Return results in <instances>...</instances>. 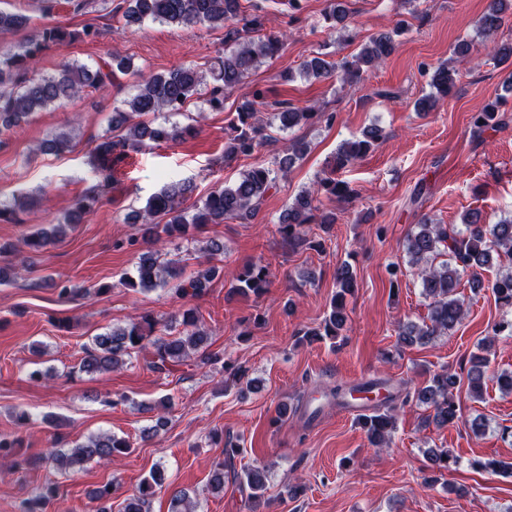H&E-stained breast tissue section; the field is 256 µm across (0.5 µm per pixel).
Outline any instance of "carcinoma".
I'll use <instances>...</instances> for the list:
<instances>
[{
	"mask_svg": "<svg viewBox=\"0 0 512 512\" xmlns=\"http://www.w3.org/2000/svg\"><path fill=\"white\" fill-rule=\"evenodd\" d=\"M506 0H490L487 11L479 20V26L489 42L491 50L500 61L512 58V42H494V35L503 23ZM128 7L122 14L125 25L138 24L146 18L154 21L191 27L209 24L222 27L231 24L226 33V42L231 50L224 54L218 69L214 71L217 86L205 100L215 111L224 110V92L243 83L262 58L273 57L280 49L282 40L276 36H259L262 24L257 17H248L242 0H126ZM31 17L23 13L0 10V34L17 33L29 28ZM76 34L59 26H44L24 42L0 52V133L10 132L26 121L33 113L40 112L56 102L70 99L86 88L98 89L113 83L116 75L132 70L131 60L113 56L111 61L90 69L73 64L58 76H45L37 72L36 64L44 47L53 44L64 46ZM394 49L393 33H382L373 37L359 53L336 65L319 56L304 63L303 72L314 78L328 75L334 70L341 71V80L357 85L363 80V73L377 66ZM434 92L417 101L422 112L434 110L439 102L448 96L454 86V72L443 65L431 75ZM200 95V76L192 66H179L165 73H158L144 79L137 93L128 101L130 111L115 110L112 116V130L120 135L99 142L92 151L95 168L109 169L108 160L115 151L140 150L151 143L174 141L188 131L177 125H153L142 117L159 112H180ZM264 104L263 94L256 90L252 99L243 102L237 109L236 120L231 122L230 138L224 145V160L249 156L258 149L267 137L264 128L255 121L257 106ZM274 119L286 129L316 117L313 109L300 111L287 102L276 103ZM384 137L383 129L372 125L365 129L362 137L344 142L334 157L331 172H336L362 159L371 148ZM308 145L293 141L286 148V154L279 160V171L285 173L296 160L307 152ZM273 170L262 165L243 171L237 182L231 186L219 187L203 200L193 205V213L182 209L183 203L194 191L186 180H170L161 192L153 196L142 211L136 212L142 237L158 243L162 240L182 237L190 230L204 224H221L226 219L242 222L253 219L260 210L266 193L273 187ZM325 194L338 201L349 200L354 192L348 184L331 176L320 179L316 194L299 193L279 218V231L291 246L306 243L302 227L305 224H334L336 213L324 211L314 204L316 196ZM98 201L96 189L88 190L73 201L72 208L58 221L53 233L34 232L27 236L24 245L40 251L65 235L67 227L80 223L90 214ZM465 229L455 230L442 224H431L424 220L415 225L407 237L406 251L410 263L416 267L421 278L424 294L432 299L429 306L428 322L406 324L398 333V344L412 346L426 345L434 337L453 330L463 319L464 302L457 297L460 270L471 271V282H482L481 271L492 261H508L506 272L499 274L491 285L497 302L512 308V217L486 222L476 211L463 218ZM448 249L453 261L434 264L440 254L439 247ZM223 271L218 265H210L179 285L178 291L184 297L202 296L209 283ZM179 277V272L168 265L158 263L157 253L140 254L135 274L125 278L122 285L132 290H151L164 285L170 279ZM268 265L258 261L243 266L233 274L232 288L243 296H261L270 287ZM356 278L349 264L336 268V294L330 302V309L319 329L303 333L305 340L313 342L324 338L334 339L347 328L348 314L346 298L354 294ZM184 335H166L167 325L151 314L125 326H119L93 338L92 345L85 348L79 370L84 372L110 371L124 362L125 357L144 349H150L149 367L159 373L170 371L171 367L185 362L194 350L204 347L208 334L201 324L199 313L189 307L179 311ZM488 358L476 356L467 374L470 393L482 388ZM457 377L446 371L432 376L430 384L406 392L402 404L411 401L432 408V422L446 427L458 419V405L454 395ZM395 408L390 407L362 421L369 443L377 448L389 446L395 429ZM131 443L124 437L112 434H97L87 441L66 451L51 449L42 460L60 471L83 466L96 460L112 462V459L129 454ZM429 468L433 473L431 481L456 464L448 451L430 448L427 451ZM246 484L251 489V499L261 501L266 493V469L253 466L244 469ZM165 480L160 471H153L143 479L135 493L125 499L123 512H150L156 490ZM55 494V488L46 487L28 501L21 512H44L45 505ZM198 502L185 492L175 494L171 500V512H197Z\"/></svg>",
	"mask_w": 512,
	"mask_h": 512,
	"instance_id": "cac0c4a2",
	"label": "carcinoma"
}]
</instances>
